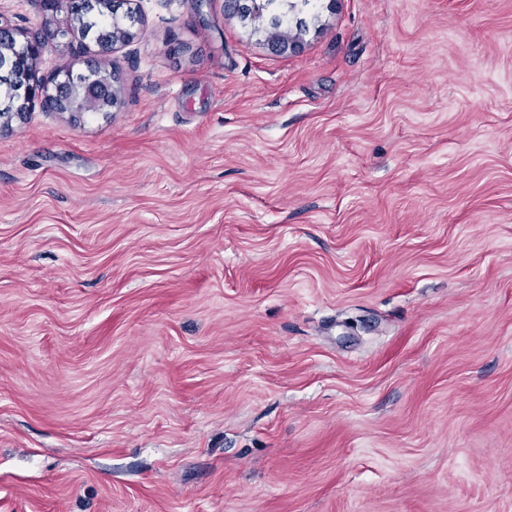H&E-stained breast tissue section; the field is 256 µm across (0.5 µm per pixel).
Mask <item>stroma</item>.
I'll list each match as a JSON object with an SVG mask.
<instances>
[{
    "mask_svg": "<svg viewBox=\"0 0 512 512\" xmlns=\"http://www.w3.org/2000/svg\"><path fill=\"white\" fill-rule=\"evenodd\" d=\"M0 132V512H512V0H136ZM259 2V7L248 16L241 17L247 19L250 17H260L263 15V11L270 13V25L273 29H277L279 32H274L272 37L282 40L276 41L271 38L270 47L275 52L284 54L287 52L295 51L299 48V43L295 41H288V14L298 9V2L302 5H307L311 0H254ZM284 28L282 29V27ZM102 72V71H101ZM109 74L102 72V80L94 85L86 86L77 93V100H85L87 98L94 100L96 98L112 99L116 104L117 95L112 86V80L109 79ZM72 92H68L63 98L62 103H58L57 107L60 111L73 110L75 112H105L108 108L107 101H91L85 100L78 109H73L70 106Z\"/></svg>",
    "mask_w": 512,
    "mask_h": 512,
    "instance_id": "stroma-1",
    "label": "stroma"
}]
</instances>
